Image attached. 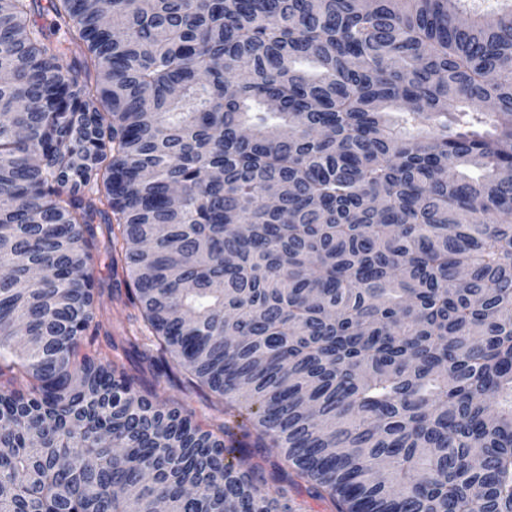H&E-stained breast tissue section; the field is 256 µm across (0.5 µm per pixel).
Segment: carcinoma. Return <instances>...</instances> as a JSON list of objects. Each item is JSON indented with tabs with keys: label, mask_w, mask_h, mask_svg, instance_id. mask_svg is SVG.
<instances>
[{
	"label": "carcinoma",
	"mask_w": 512,
	"mask_h": 512,
	"mask_svg": "<svg viewBox=\"0 0 512 512\" xmlns=\"http://www.w3.org/2000/svg\"><path fill=\"white\" fill-rule=\"evenodd\" d=\"M467 2L0 0V512H512V0ZM95 231L97 240L99 242V252L97 255L96 262V277H97V306L95 311V319L92 323V327L90 328L89 334L94 333L95 323H99V327L97 328V337L92 347L89 344L86 346V350L101 348L103 351L111 352L112 355H115L116 352L110 350L107 346L109 342V337L107 334H112L115 336L116 345H118L117 353H119L123 357V353L121 350V337L127 336L123 332L131 331L132 329H136L138 323H134V326H131L132 322L128 321L127 316L130 312L134 313L132 309H125L122 305L116 304L112 301V288L115 279H120L121 277H116L112 275V269L110 266V256L105 250L107 246L108 240V230L106 224H95ZM146 384L148 388L155 390L159 400L166 401L170 407L181 408L183 414L192 415V419L204 428L209 429L224 420L220 406L213 405L201 394L184 393L175 380L161 378L157 381L147 375ZM275 486H283L286 489L285 498H281V503L289 502V504L294 505L296 503H302L304 512H329L330 508L327 503L312 499L307 496V494L303 491L300 494L295 492L294 490H290L288 492V484L286 482L278 483ZM273 485L272 489L275 488ZM290 500V501H288Z\"/></svg>",
	"instance_id": "carcinoma-1"
}]
</instances>
